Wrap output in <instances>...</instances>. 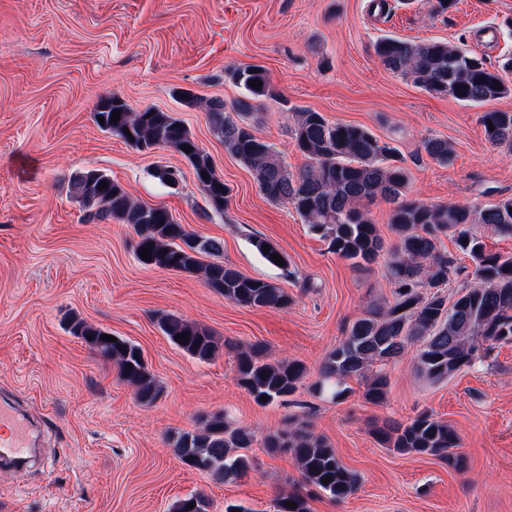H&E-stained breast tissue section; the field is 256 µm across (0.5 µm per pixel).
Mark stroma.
I'll return each instance as SVG.
<instances>
[{
	"label": "stroma",
	"instance_id": "stroma-1",
	"mask_svg": "<svg viewBox=\"0 0 512 512\" xmlns=\"http://www.w3.org/2000/svg\"><path fill=\"white\" fill-rule=\"evenodd\" d=\"M0 0V400L43 422L39 466H0V512H173L191 495L209 512L239 504L274 512L295 491L309 512H512V343L482 351L471 367L431 381L416 371L418 345L368 365L334 401L315 386L329 353L369 306L394 302L385 258L356 269L328 251L288 202L269 201L248 167L225 152L206 103L243 97L231 71L262 65L284 103L262 101L257 134L295 172L306 159L294 145L292 112L310 109L332 123L367 128L408 168L410 196L428 204H486L512 196V155L485 138L480 117L512 110V95L482 104L435 96L388 70L377 39L439 41L496 65L512 56V0ZM187 90L198 105H183ZM116 96L133 111L155 108L182 121L212 158L230 193L212 208L179 154L143 151L94 118ZM448 140L442 166L422 148ZM182 170L178 183L157 169ZM99 169L141 204L163 207L193 237L217 239L219 259L282 288L283 309L224 299L202 278L143 265L134 230L89 219L69 181ZM262 238L287 258L270 266ZM173 316L216 336L208 360L174 345L158 320ZM78 319L142 351L159 394L142 404L115 363L70 331ZM260 346L266 360L305 368L286 401L260 405L236 381V346ZM382 403L366 400L379 372ZM450 424L466 459L458 471L437 457L399 454L373 427L422 412ZM222 414L254 436L245 475L224 480L183 464L171 436ZM308 425L359 477L341 502L307 483L288 453L272 454L266 435Z\"/></svg>",
	"mask_w": 512,
	"mask_h": 512
}]
</instances>
